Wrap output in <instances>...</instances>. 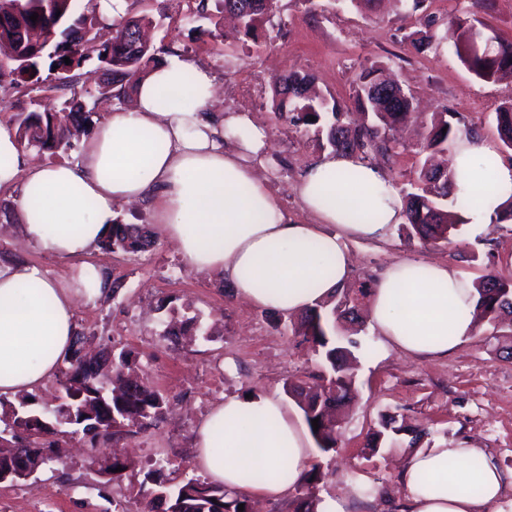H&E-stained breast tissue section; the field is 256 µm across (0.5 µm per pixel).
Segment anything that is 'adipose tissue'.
I'll return each instance as SVG.
<instances>
[{"label": "adipose tissue", "mask_w": 512, "mask_h": 512, "mask_svg": "<svg viewBox=\"0 0 512 512\" xmlns=\"http://www.w3.org/2000/svg\"><path fill=\"white\" fill-rule=\"evenodd\" d=\"M217 77L178 52L136 84L134 105L111 109L76 161L32 162L0 122V189L18 195L21 237L32 248L79 261L54 278L38 264L0 261V397L27 393L58 370L77 330V300L111 282L86 256L110 231L120 205L147 203L162 235L191 268L226 279L236 298L299 313L344 288L348 243L382 240L404 223V200L379 165L324 153L296 185L305 220L283 212L257 173L265 137L243 113L214 108ZM455 188L471 199L466 220L486 224L512 197V164L460 137ZM478 295L445 263L401 260L379 276L369 318L406 355L444 357L472 336ZM196 467L225 489L288 497L311 466L306 434L272 395H232L196 427ZM265 479L247 483L246 469ZM401 512H493L507 481L482 449L444 443L415 452L403 471Z\"/></svg>", "instance_id": "obj_1"}]
</instances>
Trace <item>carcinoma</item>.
Wrapping results in <instances>:
<instances>
[{
    "mask_svg": "<svg viewBox=\"0 0 512 512\" xmlns=\"http://www.w3.org/2000/svg\"><path fill=\"white\" fill-rule=\"evenodd\" d=\"M222 12L240 16L238 33L249 39L258 37V30L274 14L277 0H220ZM38 14L37 21L30 20ZM0 88L8 87L34 99L56 88L70 93L65 106L57 112L22 111L16 121L18 143L24 149L42 154L66 153L77 147L80 135L92 123V110L86 108L85 98L94 94L109 95L122 102L134 89L138 79L154 63L153 47L145 37L144 29L153 23L147 14L121 17L110 27L111 37L97 41L98 31L106 28L92 7V0H0ZM71 64H65L64 58ZM464 65L477 77L491 80L512 74V42H503L492 36L486 39L476 53L460 55ZM96 60L98 68L108 78L97 92L76 90V71L88 61ZM48 67L52 78L42 77ZM310 77L290 70L277 79L275 112L293 126L319 125V133L334 152H348L363 159L387 155L395 149L391 139L394 126L410 116V96L403 88H392V93L373 94L386 80L376 66L361 72L356 80V101L361 111V124L352 127L346 121L347 113L339 105L309 95ZM315 120H310V117ZM497 127L505 148L512 150V100L503 103L496 112ZM473 134V129L452 113H440L432 121L423 150H443L461 134ZM417 192L408 196L406 220L401 230L408 237L426 242L449 241L458 230L456 208L468 204L466 197L454 193V173L422 164L417 170ZM153 246L150 232L137 224H114L112 232L100 243V248L112 252L136 255ZM478 301L473 322L485 323L498 335V320L503 314L512 315V280L491 272L474 284ZM350 302L347 292L338 290L333 300L307 309L299 333L304 340L321 350L326 374L321 383L303 386L285 383V392L301 410L309 431L319 447L327 452L336 447V407L348 401L354 384L351 363L356 359L351 347L355 341L341 333L342 322L363 323L365 299L370 286L364 284ZM85 336L78 333L63 362L59 385L64 401L53 411L55 424L74 435L100 436L107 442H118L146 428L165 406L164 398L144 379L135 374L131 353L122 350L112 357V364L120 368L112 382L122 383L118 391L109 392L99 382V369L84 360L81 349ZM31 396L21 395L14 400L0 399V439L13 447L0 449V472L10 473L15 466L39 468L45 461L62 459L61 443L47 441L45 436L55 433L52 423L30 402ZM318 419L319 429L312 428ZM412 435L415 446L425 431L411 428L395 416L381 419L366 445L376 453L402 434ZM121 471H116V468ZM133 468L132 462L115 451L102 459L100 472L112 479ZM163 465L149 469L141 483L145 512H251L249 497L229 491L197 477H185L177 483L162 478ZM291 512H317L316 500L303 493L288 502Z\"/></svg>",
    "mask_w": 512,
    "mask_h": 512,
    "instance_id": "1",
    "label": "carcinoma"
}]
</instances>
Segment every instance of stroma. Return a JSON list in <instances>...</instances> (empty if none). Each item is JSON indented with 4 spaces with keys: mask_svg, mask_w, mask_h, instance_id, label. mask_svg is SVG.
Listing matches in <instances>:
<instances>
[{
    "mask_svg": "<svg viewBox=\"0 0 512 512\" xmlns=\"http://www.w3.org/2000/svg\"><path fill=\"white\" fill-rule=\"evenodd\" d=\"M415 12L408 0H372L355 8L349 0H278L276 13L257 41L241 46L209 34L201 21L193 31L187 18L195 0H126L130 14L156 17L152 32L157 59L172 50L207 65L218 76L216 105L249 113L263 129V173L283 211L303 218L294 191L303 171L324 152L314 127H295L272 110L276 76L288 70L310 74L317 89L346 112L357 114L356 75L383 66L419 101L418 119L397 131L394 156L381 164L399 192L410 189L424 122L435 112H456L481 142L501 160L504 149L495 113L512 99V78L483 80L461 62L454 17L476 16L485 31L512 40V0H492L489 8L471 0H426ZM435 20L442 43L423 53L410 45L422 30L423 14ZM147 253L133 256L96 250L87 261L118 281L116 294L78 304L75 321L98 352L112 347L131 352L138 372L168 402L151 427L121 441L134 467L105 481L93 455L109 452L107 443L77 438L62 463L38 471L25 484H0V512H141L140 484L151 463L166 458L169 477L195 473V426L209 407L237 394L283 396L287 382H309L323 369L320 353L294 332L300 317L274 314L238 300L223 277L186 265L161 233ZM350 287L374 284L394 260L452 265L476 281L488 272L512 278L503 259L512 255V224H463L450 243L440 246L400 235L390 227L383 242L353 241ZM17 258L41 264L53 277L68 275L69 262L22 243L18 225L0 224V260ZM197 317L195 340L165 335V327ZM362 348L355 375L354 400L342 415L335 450L312 447L311 460L321 478L314 498L336 500L345 512H400L404 489L400 474L412 455L407 442L369 454L368 435L381 415L404 416L426 428L427 442L452 441L483 449L505 473L512 474V360L498 343L475 331L445 358L410 357L391 348L373 326L357 336Z\"/></svg>",
    "mask_w": 512,
    "mask_h": 512,
    "instance_id": "obj_1",
    "label": "stroma"
}]
</instances>
